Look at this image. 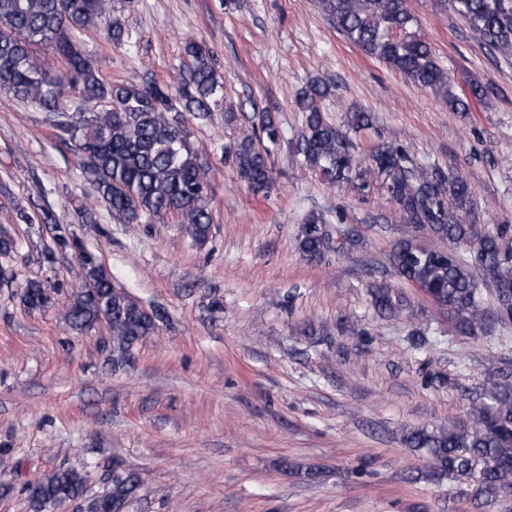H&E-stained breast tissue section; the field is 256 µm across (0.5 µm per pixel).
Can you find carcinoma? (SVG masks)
<instances>
[{"mask_svg":"<svg viewBox=\"0 0 512 512\" xmlns=\"http://www.w3.org/2000/svg\"><path fill=\"white\" fill-rule=\"evenodd\" d=\"M324 13L353 44L383 61L413 83L443 98L458 112L470 111V100L489 107L483 85L470 84L459 96L420 33L405 0H319ZM452 11L485 40L492 52L512 53V0H452ZM104 36L121 46L132 35L114 9L113 0H0V95L30 104L74 145L78 170L104 202L111 217L123 224H145L165 214L180 218L193 241L207 240L211 224L209 184L190 147L183 122L175 113L204 116L224 96V82L209 50L188 41L189 77L177 89L145 78L139 84L103 78L96 54L86 38ZM42 47L50 55L37 52ZM329 87L309 83L297 96L306 113L301 153L306 167L330 183H355L362 190L378 181L395 210L412 224L413 233L391 246L399 275L416 285L435 305L454 316V329L472 335L485 322L479 284L489 287L496 321H512V228L492 231L486 224L466 222L474 207L470 184L438 165H408L407 147L395 142L373 144L364 159L349 150L346 137L326 121L319 103ZM347 125L356 132L372 126V115L355 108ZM241 179L256 193L274 187L267 149L253 133L241 136L235 149ZM330 220L307 216L300 227L297 249L306 259L320 261L331 249L348 253L350 236L335 244L327 230ZM76 278L94 292L75 294L65 320L85 331L104 319L112 329V352L124 357L132 346L157 329L148 313L112 285L96 254L79 255ZM23 301L31 311L51 302L48 285L29 279ZM374 304L383 315L396 311L392 289L378 286ZM408 448L425 451L428 463L416 480H444L465 486V495L483 506L503 499L512 480V372L501 371L483 385L468 405V420L451 427L412 429L403 439ZM142 486L130 470L112 472V489L88 505L89 512H125ZM85 477L59 469L39 480L33 501L58 505L85 494Z\"/></svg>","mask_w":512,"mask_h":512,"instance_id":"1","label":"carcinoma"}]
</instances>
